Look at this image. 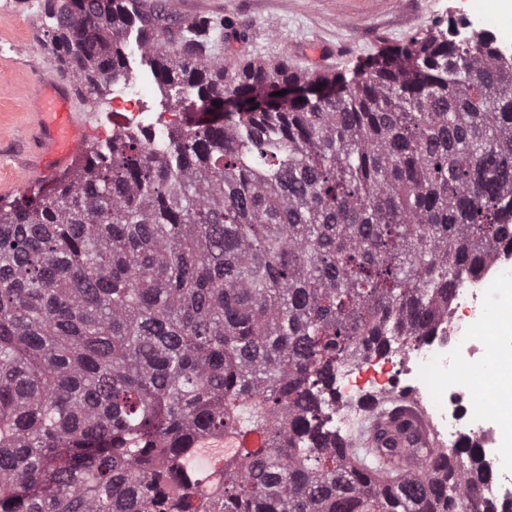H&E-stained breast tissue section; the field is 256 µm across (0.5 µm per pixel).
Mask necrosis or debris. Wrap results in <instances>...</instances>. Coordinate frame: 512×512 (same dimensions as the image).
<instances>
[{
  "instance_id": "obj_1",
  "label": "necrosis or debris",
  "mask_w": 512,
  "mask_h": 512,
  "mask_svg": "<svg viewBox=\"0 0 512 512\" xmlns=\"http://www.w3.org/2000/svg\"><path fill=\"white\" fill-rule=\"evenodd\" d=\"M130 68L138 69L137 84L118 90L112 99L113 112L121 114L125 125L113 127V134L123 133L125 126L141 125L142 89L152 86L156 77L141 65L140 54H132ZM512 272V252L500 250L481 273L466 279L448 306L444 320L418 347L402 352L376 353L355 365L340 370L333 386L340 402L332 425L342 431L349 425V409L369 395L382 394L394 381H403L407 389L427 397L432 393L426 383L428 373L436 372L449 379L447 387L434 405V416L449 447H457L462 437L480 440L477 453L490 473L487 494L497 505L512 503V469L504 468L499 440L503 425L512 419V396H500L489 410L476 409L477 391L459 382L458 377L469 369L493 365L499 377L512 379V359L494 357L493 346L482 333L487 323L494 321L492 293L489 285L502 275Z\"/></svg>"
}]
</instances>
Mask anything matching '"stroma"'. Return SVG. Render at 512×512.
<instances>
[{
	"label": "stroma",
	"mask_w": 512,
	"mask_h": 512,
	"mask_svg": "<svg viewBox=\"0 0 512 512\" xmlns=\"http://www.w3.org/2000/svg\"><path fill=\"white\" fill-rule=\"evenodd\" d=\"M45 0H0V206L46 189L32 181L19 150L37 123L29 87L38 76H59L43 34ZM179 15H221L247 33L239 54L308 71L343 72L410 36L448 29L457 13L495 24L512 40V14L497 0H180Z\"/></svg>",
	"instance_id": "stroma-1"
}]
</instances>
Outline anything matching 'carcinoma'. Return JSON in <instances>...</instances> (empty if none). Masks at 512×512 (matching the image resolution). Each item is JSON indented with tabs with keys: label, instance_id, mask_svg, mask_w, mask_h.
Wrapping results in <instances>:
<instances>
[{
	"label": "carcinoma",
	"instance_id": "1",
	"mask_svg": "<svg viewBox=\"0 0 512 512\" xmlns=\"http://www.w3.org/2000/svg\"><path fill=\"white\" fill-rule=\"evenodd\" d=\"M43 29L91 97L134 40L170 108L222 116L0 208V512H497L474 442L418 446L386 396L335 433L328 393L512 246V56L436 31L299 72L144 0H48Z\"/></svg>",
	"mask_w": 512,
	"mask_h": 512
}]
</instances>
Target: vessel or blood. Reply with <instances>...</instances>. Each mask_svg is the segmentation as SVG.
<instances>
[{"instance_id":"vessel-or-blood-1","label":"vessel or blood","mask_w":512,"mask_h":512,"mask_svg":"<svg viewBox=\"0 0 512 512\" xmlns=\"http://www.w3.org/2000/svg\"><path fill=\"white\" fill-rule=\"evenodd\" d=\"M38 116L37 149L23 160L36 179L52 178L84 150L91 128L74 106L72 88L61 82L45 84L34 101Z\"/></svg>"}]
</instances>
